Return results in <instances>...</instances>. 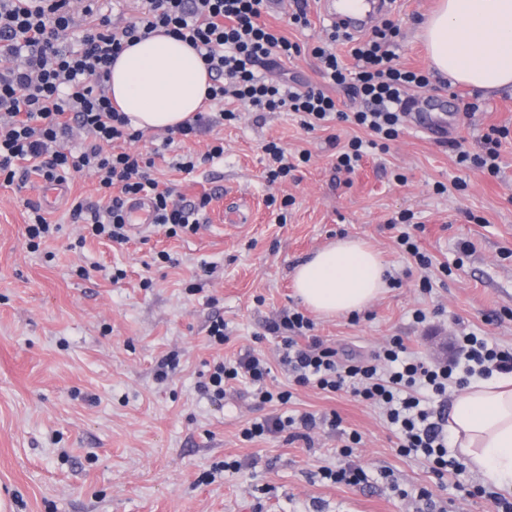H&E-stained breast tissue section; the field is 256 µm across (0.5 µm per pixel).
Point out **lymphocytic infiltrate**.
Masks as SVG:
<instances>
[{
    "mask_svg": "<svg viewBox=\"0 0 512 512\" xmlns=\"http://www.w3.org/2000/svg\"><path fill=\"white\" fill-rule=\"evenodd\" d=\"M97 0H0V180L13 183L17 172L45 181L65 180L87 172L94 175L101 201L79 200L72 215L81 220L89 237L117 244L130 239L126 207L141 196L152 199L155 225L166 235H194L198 213L210 201L185 204L170 189L160 188L153 176L152 157L114 151L113 143L140 140V131L112 103L108 93L111 66L126 43L157 30L177 36L205 61L211 76L208 101L234 100L257 112L294 113L308 131L332 119L364 130L336 157V168L348 173L360 166L366 148L387 149L404 126L402 105L412 88L428 85L420 71L399 67L394 51L399 27L384 22L369 34L354 37L332 28L313 53L330 82L329 88L294 86L266 79L264 72L300 54L301 47L262 20L266 0H143L136 22L114 26L99 13ZM349 44V60L335 50ZM349 89L361 103L353 112L340 110L334 92ZM87 138L80 151L64 146L74 130ZM512 135L505 127H491L478 152L462 141L448 147L460 165L471 164L497 174L501 141ZM313 324L295 311L271 322L267 330L281 341L280 364L295 385L326 392L345 391L383 409L399 454L421 456L431 472L442 477L462 475L464 463L448 454V386L463 385L474 374L512 373V349L491 338L466 333L455 337L454 358L435 363L416 356L400 337L391 338L378 352L363 358H343L311 333ZM271 369L265 358L249 350L217 363L204 392L223 400L227 387L251 386L259 404H287L291 391H271ZM338 432L337 450L344 460L325 468L324 479L357 485L364 471L352 461L361 442L358 432L342 427L338 414H275L252 422L242 435L251 440L285 435L288 441L309 440L315 428Z\"/></svg>",
    "mask_w": 512,
    "mask_h": 512,
    "instance_id": "f902f5d3",
    "label": "lymphocytic infiltrate"
}]
</instances>
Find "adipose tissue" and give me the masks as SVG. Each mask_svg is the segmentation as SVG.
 <instances>
[{
  "label": "adipose tissue",
  "instance_id": "1",
  "mask_svg": "<svg viewBox=\"0 0 512 512\" xmlns=\"http://www.w3.org/2000/svg\"><path fill=\"white\" fill-rule=\"evenodd\" d=\"M419 29L432 67L452 83L484 92L512 88V0H441ZM210 84L194 49L155 32L120 53L109 92L134 128L158 130L198 112ZM293 280L303 303L327 318L363 311L388 284L377 255L353 238L318 251ZM448 437L472 471L512 488V376H476L458 387Z\"/></svg>",
  "mask_w": 512,
  "mask_h": 512
}]
</instances>
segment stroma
I'll list each match as a JSON object with an SVG mask.
<instances>
[{"mask_svg":"<svg viewBox=\"0 0 512 512\" xmlns=\"http://www.w3.org/2000/svg\"><path fill=\"white\" fill-rule=\"evenodd\" d=\"M436 4L394 0L387 12L401 27L402 67L429 71L418 23ZM308 10L305 29L288 25L285 10L265 13L267 24L304 46L271 79L325 85L311 49L329 29L318 0ZM422 93L447 100L453 136L470 151L490 127L512 129V89L478 94L434 77ZM352 134L339 122L309 133L292 113L245 105L236 120L191 140L169 143L165 132H145L137 147L153 154L175 200L211 197L192 236L149 231L124 245L81 240L72 201L99 198L94 177L82 173L48 213L59 232L34 250L25 226L38 177L23 188L0 185V497L8 512H420L413 492L423 486L448 512H495L490 500L458 489L480 483L476 473L440 480L422 459L399 455L379 408L343 392L290 387L280 342L266 331L301 307L294 269L351 236L379 253L398 285L357 318L314 317L313 333L328 345L368 355L400 336L417 356L445 362L465 329L512 347V136L502 142L493 177L457 165L451 150L411 128L387 151L368 150L355 173L336 171L328 139L343 143ZM216 137L223 159L190 173L174 169L181 155L203 154ZM270 141L289 155H311L282 185L263 176ZM235 211L249 219L231 228L225 217ZM404 212L421 226L430 269H419L395 242L388 221ZM162 250L171 262L157 261ZM116 266L126 271L117 282L110 277ZM424 277L431 292L419 288ZM418 309L425 323L414 321ZM218 316L228 340L212 347L208 327ZM248 349L268 359L271 387L293 390L288 405L258 404L245 384L219 403L200 390L209 367ZM281 411L339 413L362 436L353 460L367 481L322 479V468L342 463L339 438L324 427L307 443L243 440L248 422ZM235 460L240 468H232ZM393 479L407 497L392 491Z\"/></svg>","mask_w":512,"mask_h":512,"instance_id":"obj_1","label":"stroma"}]
</instances>
